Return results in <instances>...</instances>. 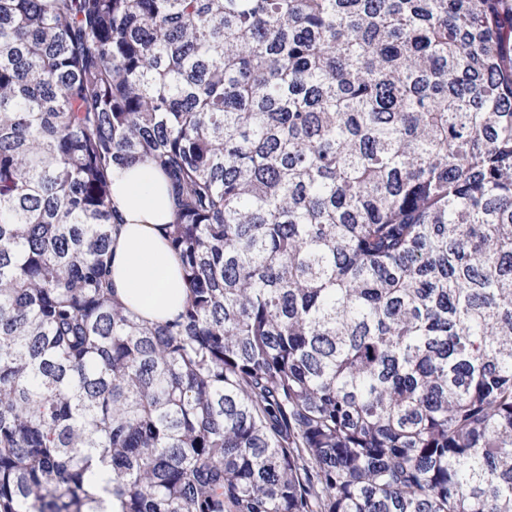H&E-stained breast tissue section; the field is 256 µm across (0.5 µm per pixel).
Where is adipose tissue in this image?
I'll list each match as a JSON object with an SVG mask.
<instances>
[{
    "instance_id": "adipose-tissue-1",
    "label": "adipose tissue",
    "mask_w": 512,
    "mask_h": 512,
    "mask_svg": "<svg viewBox=\"0 0 512 512\" xmlns=\"http://www.w3.org/2000/svg\"><path fill=\"white\" fill-rule=\"evenodd\" d=\"M109 180L119 222L112 234L114 296L143 320L173 319L188 292L180 261L165 236L173 212L168 181L141 160L113 163Z\"/></svg>"
}]
</instances>
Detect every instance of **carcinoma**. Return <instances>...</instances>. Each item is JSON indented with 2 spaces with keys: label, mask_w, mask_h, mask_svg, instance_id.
Instances as JSON below:
<instances>
[{
  "label": "carcinoma",
  "mask_w": 512,
  "mask_h": 512,
  "mask_svg": "<svg viewBox=\"0 0 512 512\" xmlns=\"http://www.w3.org/2000/svg\"><path fill=\"white\" fill-rule=\"evenodd\" d=\"M152 161L189 288L112 299ZM512 512V0H0V512Z\"/></svg>",
  "instance_id": "1"
}]
</instances>
